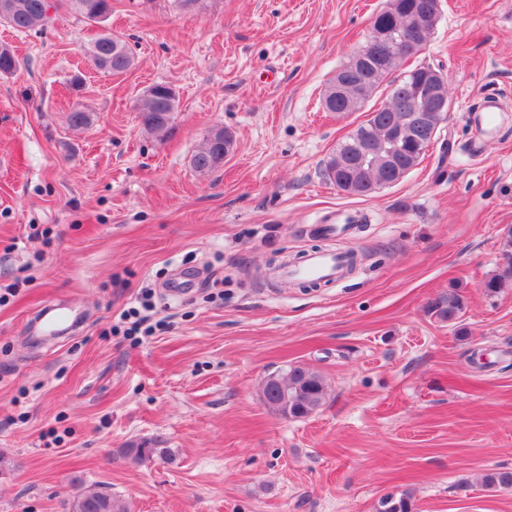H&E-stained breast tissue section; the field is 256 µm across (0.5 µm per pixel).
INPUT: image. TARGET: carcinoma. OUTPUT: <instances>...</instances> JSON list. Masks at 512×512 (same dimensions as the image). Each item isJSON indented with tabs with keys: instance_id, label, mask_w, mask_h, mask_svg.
<instances>
[{
	"instance_id": "obj_1",
	"label": "carcinoma",
	"mask_w": 512,
	"mask_h": 512,
	"mask_svg": "<svg viewBox=\"0 0 512 512\" xmlns=\"http://www.w3.org/2000/svg\"><path fill=\"white\" fill-rule=\"evenodd\" d=\"M391 13L375 16L372 26L381 32L390 33L400 26L405 16L418 4L427 0H396ZM68 7L82 15L87 21L102 23L111 14L110 0H53L57 11ZM50 19L47 0H0V25L25 33L41 28ZM91 62L100 70L121 73L134 65V56L125 42L110 33L102 34L88 49ZM404 61V57L386 54L368 57L356 67L343 69L342 75L348 85V93L365 90L369 98ZM424 105L418 85L411 74L392 81L388 102L369 114L371 132L363 140V129L352 130L322 162L323 176L341 187L344 180H354L356 189L347 195L368 197L379 188L399 182L402 175L419 165L434 142L433 127L420 128L422 113L415 111ZM176 110V97L148 90L139 105V117L144 130L163 137L172 129ZM230 133L224 138L206 137L192 156V165L201 173L214 172L224 163V150L232 148ZM481 288L489 296H495L512 288V231L501 243L499 269L485 280ZM465 309L464 297L455 288L442 292L427 302L426 311L441 322H457ZM264 403L276 415L285 419H302L323 406L327 396V384L322 374L300 365L288 368L283 373L269 375L262 384ZM119 457L134 464L161 459L171 460L168 448H159L151 441L130 444L118 450ZM482 485L487 488L512 487L511 470H495L482 476ZM69 512H126L112 494L93 486L83 488L70 505ZM376 512H412L411 498L407 494L399 497L392 493L382 496Z\"/></svg>"
}]
</instances>
